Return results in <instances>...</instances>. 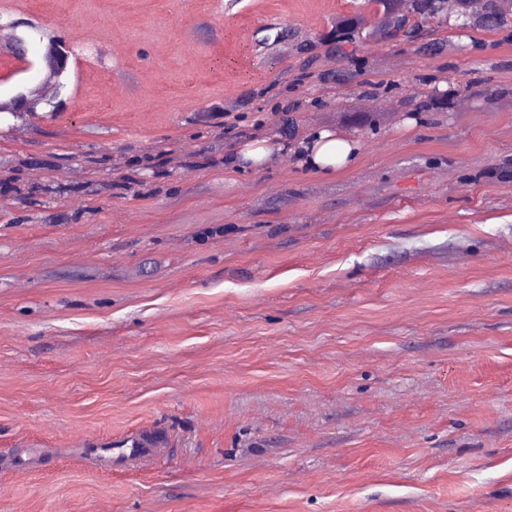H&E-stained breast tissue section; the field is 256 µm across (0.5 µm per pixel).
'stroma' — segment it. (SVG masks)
Returning <instances> with one entry per match:
<instances>
[{"instance_id": "obj_1", "label": "stroma", "mask_w": 512, "mask_h": 512, "mask_svg": "<svg viewBox=\"0 0 512 512\" xmlns=\"http://www.w3.org/2000/svg\"><path fill=\"white\" fill-rule=\"evenodd\" d=\"M358 12L0 0L78 49L0 112V512H512V25L336 56ZM366 23L363 17H352V19H342L335 27L333 33V40L336 43V53L343 54L344 46L353 43L357 38H360ZM51 100L37 97L32 91L17 90L12 96L0 98V112L17 114L19 112H35L40 104ZM299 153L318 169L334 167L348 160L352 148L349 144L336 140L327 132H320L309 140L301 142ZM166 443L165 439L152 431L130 432L104 443V446H114L118 451L114 461L135 459L149 455L153 448H160Z\"/></svg>"}]
</instances>
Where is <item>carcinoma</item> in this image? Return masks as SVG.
<instances>
[{
	"instance_id": "1",
	"label": "carcinoma",
	"mask_w": 512,
	"mask_h": 512,
	"mask_svg": "<svg viewBox=\"0 0 512 512\" xmlns=\"http://www.w3.org/2000/svg\"><path fill=\"white\" fill-rule=\"evenodd\" d=\"M395 2L397 0H372L379 19L369 35L381 41H394L402 30H412L431 18H452L459 22V27L471 30L494 31L509 24L507 16L499 11L497 0H485L484 10L480 14L471 13L469 0H454L451 8L448 7V0H405L402 12L395 9ZM364 29L365 20L360 16L340 20L333 33L336 53H344V46L355 42Z\"/></svg>"
}]
</instances>
